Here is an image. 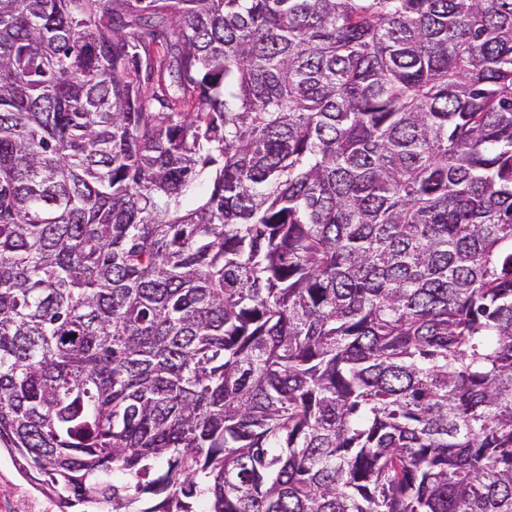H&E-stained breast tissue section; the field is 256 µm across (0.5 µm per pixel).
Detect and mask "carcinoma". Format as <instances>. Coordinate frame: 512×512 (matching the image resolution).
<instances>
[{"label": "carcinoma", "mask_w": 512, "mask_h": 512, "mask_svg": "<svg viewBox=\"0 0 512 512\" xmlns=\"http://www.w3.org/2000/svg\"><path fill=\"white\" fill-rule=\"evenodd\" d=\"M0 448L60 512H512V0H0Z\"/></svg>", "instance_id": "cac0c4a2"}]
</instances>
